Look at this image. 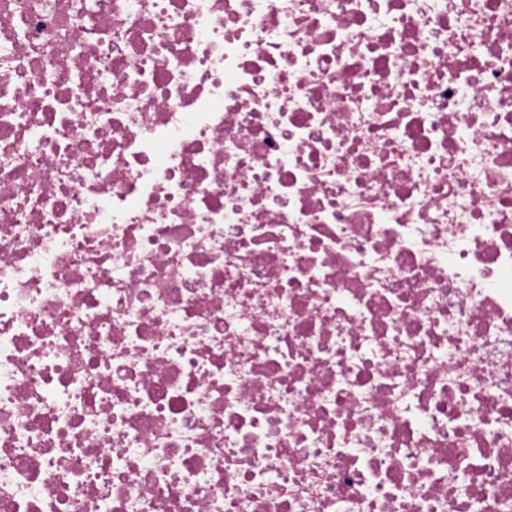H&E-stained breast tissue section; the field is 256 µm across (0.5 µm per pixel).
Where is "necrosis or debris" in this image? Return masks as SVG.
Here are the masks:
<instances>
[{
  "label": "necrosis or debris",
  "instance_id": "4bbe7bcc",
  "mask_svg": "<svg viewBox=\"0 0 512 512\" xmlns=\"http://www.w3.org/2000/svg\"><path fill=\"white\" fill-rule=\"evenodd\" d=\"M0 512H512V0H0Z\"/></svg>",
  "mask_w": 512,
  "mask_h": 512
}]
</instances>
